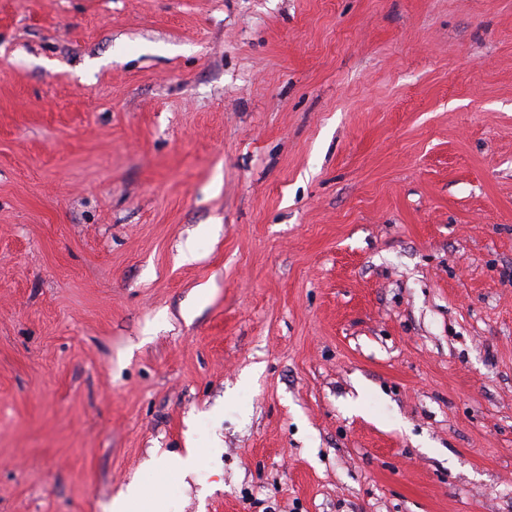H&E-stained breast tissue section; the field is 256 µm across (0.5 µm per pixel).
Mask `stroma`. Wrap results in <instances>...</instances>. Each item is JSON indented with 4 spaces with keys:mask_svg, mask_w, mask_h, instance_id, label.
Returning a JSON list of instances; mask_svg holds the SVG:
<instances>
[{
    "mask_svg": "<svg viewBox=\"0 0 512 512\" xmlns=\"http://www.w3.org/2000/svg\"><path fill=\"white\" fill-rule=\"evenodd\" d=\"M134 480L512 512V0H0V512Z\"/></svg>",
    "mask_w": 512,
    "mask_h": 512,
    "instance_id": "obj_1",
    "label": "stroma"
}]
</instances>
